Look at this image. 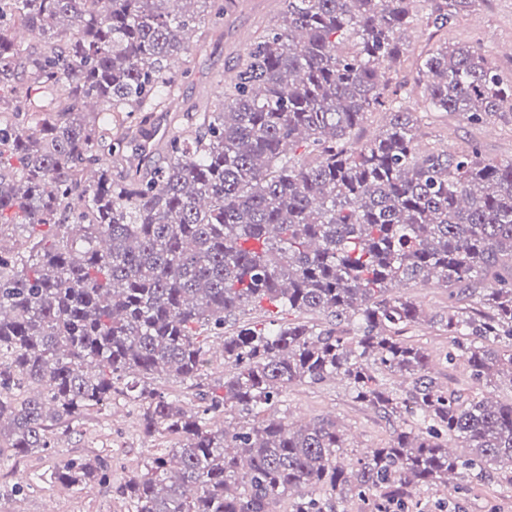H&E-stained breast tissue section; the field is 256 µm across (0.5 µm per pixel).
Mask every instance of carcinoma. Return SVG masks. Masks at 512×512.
Returning a JSON list of instances; mask_svg holds the SVG:
<instances>
[{
    "label": "carcinoma",
    "mask_w": 512,
    "mask_h": 512,
    "mask_svg": "<svg viewBox=\"0 0 512 512\" xmlns=\"http://www.w3.org/2000/svg\"><path fill=\"white\" fill-rule=\"evenodd\" d=\"M219 0H0V435L15 455L53 447L58 433L112 403L116 382L148 434L178 439L120 488L128 512H370L409 508L417 491H457L512 463V401L438 389L428 356L400 338L420 320L390 292L435 278L449 290L448 363L512 383V161L476 147L421 149L408 84L384 70L404 57L415 20L438 31L477 0H279L277 23L224 74V96L194 113L143 171L128 145L147 136L187 51L190 6ZM41 37L42 52L15 34ZM428 112L486 122L512 118V83L481 45L446 44L416 61ZM379 138L347 137L369 112ZM303 160H294L296 153ZM28 233L9 245L10 229ZM325 317L224 337L237 372L204 378L202 333L261 303ZM356 322V334L342 329ZM198 389L199 406L150 387L159 371ZM406 373L399 397L378 375ZM341 376L355 398L416 426L344 463L336 421L295 427L273 411L295 381ZM233 410L252 426L216 418ZM470 448L451 456L448 442ZM99 457L64 463L56 479L108 478ZM385 112L376 111L367 114L364 123L357 129L350 139V146L366 143L379 136L387 124Z\"/></svg>",
    "instance_id": "cac0c4a2"
}]
</instances>
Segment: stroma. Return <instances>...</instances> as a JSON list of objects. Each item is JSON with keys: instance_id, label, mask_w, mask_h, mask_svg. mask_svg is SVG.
<instances>
[{"instance_id": "stroma-1", "label": "stroma", "mask_w": 512, "mask_h": 512, "mask_svg": "<svg viewBox=\"0 0 512 512\" xmlns=\"http://www.w3.org/2000/svg\"><path fill=\"white\" fill-rule=\"evenodd\" d=\"M277 0H226V8L216 23H202L189 32V53L179 55L182 71L172 92V106L154 113L152 122L158 138H166L184 122L193 105L215 99L223 87L220 78L237 55L245 53L257 28L275 24ZM407 60L392 77L393 82L412 80L416 58L428 50L449 43H480L489 59L507 80H512V53L503 47L512 44V0H479L473 11L459 17L439 32L423 23L407 27L402 38ZM409 111L419 113L417 127L423 146L456 151L477 146L492 162L512 160V121L477 123L454 112L425 109L423 86H416L406 100ZM393 296L411 300L424 312L419 323L405 328L402 337L421 347L430 359V375L439 388L490 401L512 399V384L500 381L479 386L470 378L464 362L449 365L452 338L444 331L450 303L448 289L436 281H409L393 289ZM279 415L298 425L321 419L335 420L343 431L349 457L357 458L374 448L386 447L401 421L389 420L354 399L345 380L330 377L319 383L290 385L277 407ZM175 438L150 437L142 433L134 402L113 396L110 405L85 417L71 434L58 438L45 452L15 456L6 438H0V512H43L52 504L54 512H127V502L119 488L143 472L148 460L167 453ZM108 460L106 483L89 488L71 487L56 481L54 474L65 462L90 456ZM419 512H512V488L498 479L472 481L462 493L444 488L421 491Z\"/></svg>"}]
</instances>
